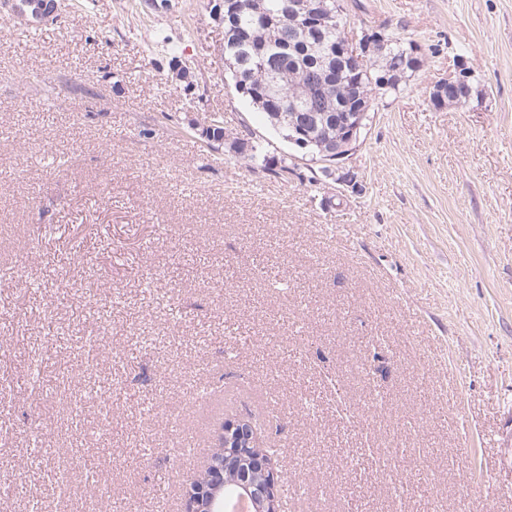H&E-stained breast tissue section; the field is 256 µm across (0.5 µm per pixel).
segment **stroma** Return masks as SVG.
<instances>
[{"instance_id": "obj_1", "label": "stroma", "mask_w": 512, "mask_h": 512, "mask_svg": "<svg viewBox=\"0 0 512 512\" xmlns=\"http://www.w3.org/2000/svg\"><path fill=\"white\" fill-rule=\"evenodd\" d=\"M219 2L0 0V512H184L229 418L296 512H512V0H344L423 59L351 187L225 82ZM214 113L296 178L207 150Z\"/></svg>"}]
</instances>
